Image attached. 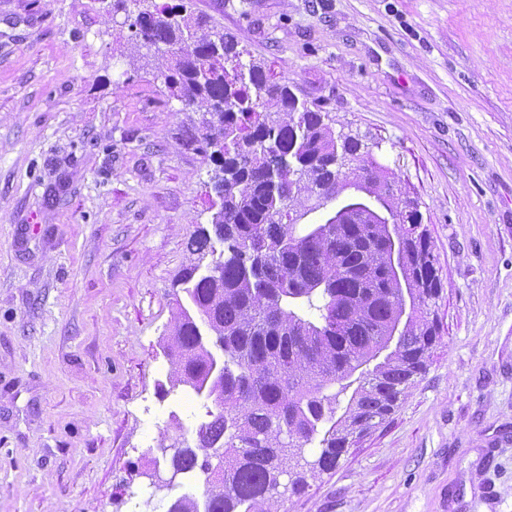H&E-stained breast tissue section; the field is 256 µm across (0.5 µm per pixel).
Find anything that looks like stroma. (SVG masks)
I'll use <instances>...</instances> for the list:
<instances>
[{"label": "stroma", "mask_w": 512, "mask_h": 512, "mask_svg": "<svg viewBox=\"0 0 512 512\" xmlns=\"http://www.w3.org/2000/svg\"><path fill=\"white\" fill-rule=\"evenodd\" d=\"M190 4L412 199L442 289L425 373L275 512H512V0ZM102 0H0V512H167L176 282L212 162Z\"/></svg>", "instance_id": "1"}]
</instances>
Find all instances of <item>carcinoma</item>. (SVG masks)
I'll return each mask as SVG.
<instances>
[{"label":"carcinoma","instance_id":"carcinoma-1","mask_svg":"<svg viewBox=\"0 0 512 512\" xmlns=\"http://www.w3.org/2000/svg\"><path fill=\"white\" fill-rule=\"evenodd\" d=\"M132 38L161 61L160 76L188 108L208 115L189 144L215 164L212 188L220 200L212 230H198L199 257L218 254V276L191 266L177 281L183 298L168 347L172 387L186 386L211 402L195 445L174 450L179 476L206 474L202 497L175 499L178 512H270V492L286 472L285 447L321 446L315 466H336L349 438L380 424L426 370L438 341L429 304L442 285L418 214L399 224L404 260L422 306L397 348L362 377L392 329L399 286L387 272L384 229L359 219L310 236L288 223L316 188L338 198L337 144L321 113L299 102L287 84L270 81L261 66L240 64L232 36L210 19L154 6L131 20ZM349 176L393 205L395 182L376 160L358 158ZM222 250H217V246ZM326 299L320 323L289 309L298 299ZM224 375L212 374L214 364ZM350 393L341 416L339 396ZM292 428L283 443L278 421Z\"/></svg>","mask_w":512,"mask_h":512}]
</instances>
